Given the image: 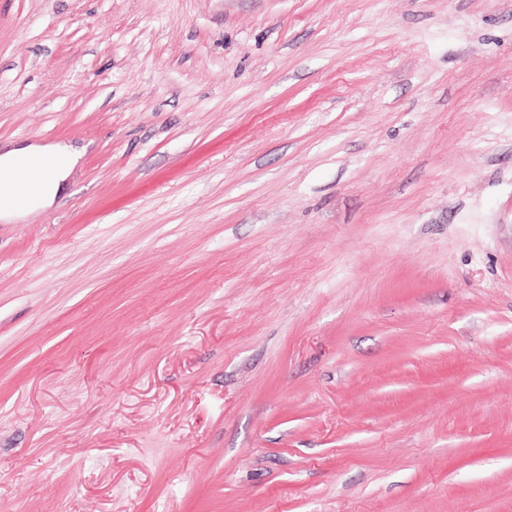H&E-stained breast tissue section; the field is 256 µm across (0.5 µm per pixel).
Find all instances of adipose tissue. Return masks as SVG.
Returning a JSON list of instances; mask_svg holds the SVG:
<instances>
[{"instance_id": "adipose-tissue-1", "label": "adipose tissue", "mask_w": 512, "mask_h": 512, "mask_svg": "<svg viewBox=\"0 0 512 512\" xmlns=\"http://www.w3.org/2000/svg\"><path fill=\"white\" fill-rule=\"evenodd\" d=\"M83 155L81 148L61 144L18 146L0 153V177L14 179L33 164L52 161L51 169L44 171L41 187L33 199L31 210H39L53 204L61 186Z\"/></svg>"}]
</instances>
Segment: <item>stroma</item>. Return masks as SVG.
Segmentation results:
<instances>
[{
    "label": "stroma",
    "mask_w": 512,
    "mask_h": 512,
    "mask_svg": "<svg viewBox=\"0 0 512 512\" xmlns=\"http://www.w3.org/2000/svg\"><path fill=\"white\" fill-rule=\"evenodd\" d=\"M0 512H512V0H0ZM86 147L78 148L61 144L37 145L28 144L24 146L13 147L0 154V177L15 180L17 176L32 164H39L51 160L60 159L61 163L49 170H44L41 178V187L37 196L31 202V205L24 210L23 208L28 198L33 194L38 186L37 180L28 182L25 190L19 192L13 181H3L0 184V193L12 196L14 207L9 197L4 196L0 199V220L1 218L10 221L14 218L24 216L33 211L48 207L56 199L62 183L69 173L77 165Z\"/></svg>",
    "instance_id": "1"
}]
</instances>
